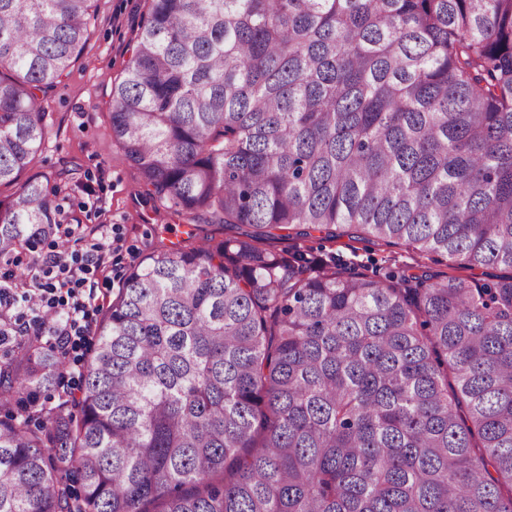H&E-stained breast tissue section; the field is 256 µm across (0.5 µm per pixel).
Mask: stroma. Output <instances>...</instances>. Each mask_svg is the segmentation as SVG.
Instances as JSON below:
<instances>
[{
	"mask_svg": "<svg viewBox=\"0 0 512 512\" xmlns=\"http://www.w3.org/2000/svg\"><path fill=\"white\" fill-rule=\"evenodd\" d=\"M147 8V0H98L97 18L80 59L42 100L47 137L28 169L29 175L48 180L61 217L98 207L99 223L111 225L121 236L122 258L99 283L107 297L120 286L130 263L159 241L183 238L187 229L185 220L160 201L144 199L138 173L121 159L110 131L112 85L124 75ZM278 245L312 256H341L352 271L372 278L410 262L405 248L347 235L329 239L318 231L304 239L279 240Z\"/></svg>",
	"mask_w": 512,
	"mask_h": 512,
	"instance_id": "35a3bbf8",
	"label": "stroma"
}]
</instances>
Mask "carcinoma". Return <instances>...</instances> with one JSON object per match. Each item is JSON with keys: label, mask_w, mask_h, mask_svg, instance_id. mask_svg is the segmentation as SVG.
Masks as SVG:
<instances>
[{"label": "carcinoma", "mask_w": 512, "mask_h": 512, "mask_svg": "<svg viewBox=\"0 0 512 512\" xmlns=\"http://www.w3.org/2000/svg\"><path fill=\"white\" fill-rule=\"evenodd\" d=\"M109 121L199 225L127 267L79 395L0 366V512H512V0H149ZM97 0H0V253L49 238L22 178ZM348 229L373 279L267 246ZM77 408L80 418L72 409ZM427 266L430 267L431 271L437 273H444L450 276H457L465 279H476L484 281H491L494 276L501 274L499 269L495 268H475V269H458L451 268L448 266L446 259L438 258V261H425Z\"/></svg>", "instance_id": "obj_1"}]
</instances>
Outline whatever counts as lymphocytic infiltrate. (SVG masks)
<instances>
[{"label":"lymphocytic infiltrate","mask_w":512,"mask_h":512,"mask_svg":"<svg viewBox=\"0 0 512 512\" xmlns=\"http://www.w3.org/2000/svg\"><path fill=\"white\" fill-rule=\"evenodd\" d=\"M106 225L61 220L45 251L20 261L0 254V344L44 336L70 351L93 332L99 277L120 255Z\"/></svg>","instance_id":"f902f5d3"}]
</instances>
